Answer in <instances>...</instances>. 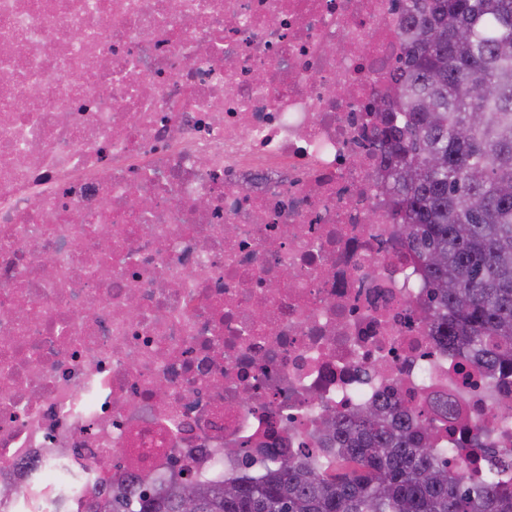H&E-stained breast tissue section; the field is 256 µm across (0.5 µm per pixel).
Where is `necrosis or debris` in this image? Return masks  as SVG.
Wrapping results in <instances>:
<instances>
[{
    "label": "necrosis or debris",
    "instance_id": "4bbe7bcc",
    "mask_svg": "<svg viewBox=\"0 0 512 512\" xmlns=\"http://www.w3.org/2000/svg\"><path fill=\"white\" fill-rule=\"evenodd\" d=\"M399 28L393 0H0V512L321 466L326 417L390 398L452 396L432 442L486 441L491 479L512 383L420 321L370 145Z\"/></svg>",
    "mask_w": 512,
    "mask_h": 512
}]
</instances>
